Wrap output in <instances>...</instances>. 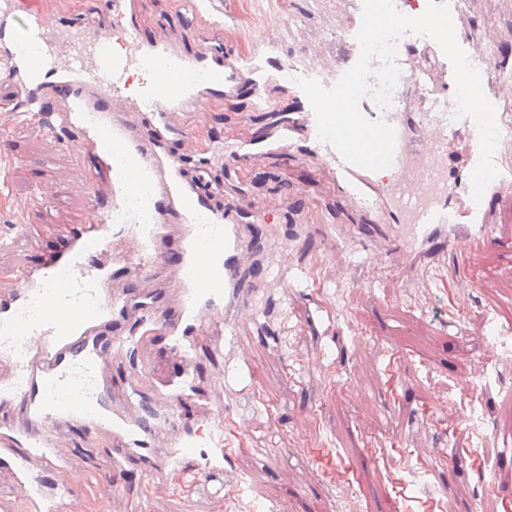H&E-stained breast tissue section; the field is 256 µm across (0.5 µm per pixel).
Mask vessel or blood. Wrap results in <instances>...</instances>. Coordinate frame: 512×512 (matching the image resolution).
I'll list each match as a JSON object with an SVG mask.
<instances>
[{"label": "vessel or blood", "instance_id": "obj_1", "mask_svg": "<svg viewBox=\"0 0 512 512\" xmlns=\"http://www.w3.org/2000/svg\"><path fill=\"white\" fill-rule=\"evenodd\" d=\"M111 9L109 30L80 37L39 0L25 7L0 0L9 119L57 141L68 138L75 164L94 162L82 223L68 225L58 247L0 285V471L10 474L23 512H60L81 483L59 450L71 424L121 441L113 470L140 463L154 477L181 470L193 455L209 481L222 478L231 454L225 433L247 431L245 419L204 409L192 363L200 337H216L226 350L225 393L253 387L238 335L256 318L244 272L257 247L237 205L216 203L203 175L214 162L251 163L256 144L240 136L209 148L193 174L183 162L192 136L172 121L178 112L206 111L215 93L236 89L242 69L216 55H179L163 24L144 38L136 0H112ZM31 39L40 43V58L20 50ZM404 66L414 99L407 111L386 115L396 140L388 177L348 165L319 139L312 109L289 119L277 140L281 148L304 144L366 216L360 234L385 242L399 277L449 254L465 261L493 245L501 214L512 210L508 166H499L481 200L472 198L478 130L471 118L447 109L455 84L439 46L410 47ZM135 70L152 75V89L141 95L129 90ZM458 144L464 160L456 174L448 161ZM173 222L183 242L174 260L162 248ZM115 261L145 278L168 269L177 311L159 313L138 304L133 290L112 286ZM158 336L173 362L147 396L141 384L151 370L133 357ZM114 368L122 370L121 381L112 380ZM189 404L198 408L195 417L185 415Z\"/></svg>", "mask_w": 512, "mask_h": 512}]
</instances>
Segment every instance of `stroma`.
<instances>
[{"instance_id":"1","label":"stroma","mask_w":512,"mask_h":512,"mask_svg":"<svg viewBox=\"0 0 512 512\" xmlns=\"http://www.w3.org/2000/svg\"><path fill=\"white\" fill-rule=\"evenodd\" d=\"M184 2L139 0L144 33L166 24L184 53L239 55L227 36L240 21L236 0H223L220 28L206 16L184 22ZM353 13L346 0H291L287 27L270 24L280 59L310 68L343 53L336 31ZM473 32L499 49L504 69L481 77L499 86L512 74V0H467L458 37ZM264 93L269 104L262 110L244 86L178 119L202 149L215 132L267 137L300 111L302 99L274 69ZM0 138L11 145L0 156L1 283L54 247L62 225L82 221L88 178L71 166L66 146L36 128L8 122ZM229 175L245 196L242 223L268 251L254 279V304L264 315L242 333L259 384L228 410L248 422L244 448L223 483L192 472L144 483L134 473L106 476L116 446L111 435L72 429L62 450L83 481L68 512H385L390 498L401 512H507L512 472L498 464L504 450L496 424L512 417V347L492 334L507 329L512 312V235L472 256L468 274L478 285L465 303L446 287L455 275L446 258L409 279L375 278L366 263L377 251L370 241L350 248L361 281L352 295L337 284L336 240L326 231L363 218L303 150L263 152ZM272 191L287 198V214L257 209ZM271 224L313 227L290 264L306 271V282L284 306L270 275L281 264L280 253L267 248ZM480 365L487 380L464 387ZM474 410L485 423L471 431L460 421Z\"/></svg>"}]
</instances>
